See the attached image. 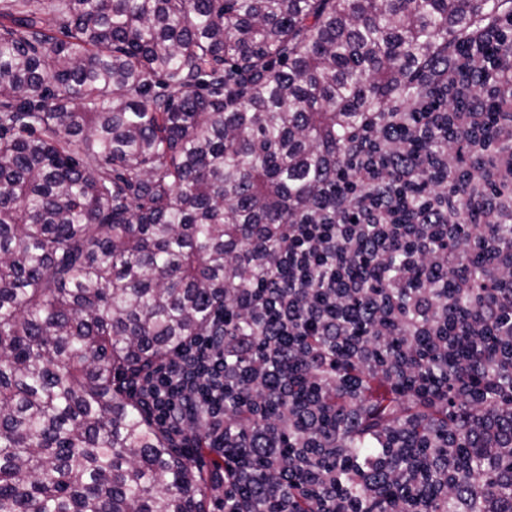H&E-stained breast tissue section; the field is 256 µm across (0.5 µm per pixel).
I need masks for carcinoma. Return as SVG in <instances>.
<instances>
[{"label":"carcinoma","instance_id":"obj_1","mask_svg":"<svg viewBox=\"0 0 512 512\" xmlns=\"http://www.w3.org/2000/svg\"><path fill=\"white\" fill-rule=\"evenodd\" d=\"M512 0H0V512H207V472L127 394L128 378L205 331L220 305L276 267L264 237L324 195L327 167L369 121L382 137L394 105L460 112L457 84L512 72ZM494 182L512 142L490 129L429 138ZM491 350L467 343L454 373L419 355L415 378L337 361L365 395L345 441L355 458L374 435L417 421L406 463L420 467L425 431L451 414L448 378L472 384L467 409L512 418V392L481 370ZM279 379L309 394L303 359ZM354 409L344 389L316 385ZM244 383L224 408L263 422ZM370 474L343 481L366 496ZM456 480L466 512L496 497L512 512V457L488 466L458 421ZM425 512H456L432 491Z\"/></svg>","mask_w":512,"mask_h":512}]
</instances>
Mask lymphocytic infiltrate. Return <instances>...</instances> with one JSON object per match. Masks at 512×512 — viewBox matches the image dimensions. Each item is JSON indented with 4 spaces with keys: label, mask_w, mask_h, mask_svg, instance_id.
Segmentation results:
<instances>
[{
    "label": "lymphocytic infiltrate",
    "mask_w": 512,
    "mask_h": 512,
    "mask_svg": "<svg viewBox=\"0 0 512 512\" xmlns=\"http://www.w3.org/2000/svg\"><path fill=\"white\" fill-rule=\"evenodd\" d=\"M468 106L470 117L449 114V127L485 128L484 114L493 106L512 112V85L482 87ZM371 135L365 129L343 144L356 171L336 170L329 185L336 204L326 207L324 218L287 225L285 250L264 242V249L278 250L280 264L255 278L241 297L259 321L230 341L232 319L216 311L205 333L129 385L154 423L189 454L204 449L220 457L225 445L238 448L241 464L223 475L224 512H234L245 491L262 512H288L282 485L259 481L249 464L253 458L299 478L319 512H361L339 485L356 478L362 466L375 470L367 492L372 501L383 500L395 482L412 499L428 485L422 471L400 461L393 432L385 437L382 455L360 465L349 462L344 434L360 422V412L337 414L334 434H322L320 407L311 399L295 401L283 384L263 395L267 404L282 408V416L254 433L228 429L224 393L237 389L241 378L229 363L252 356L257 337H265L272 351L256 372L262 380L285 356L303 348L323 381L334 377L328 368L333 348L340 356L408 374L411 351L431 354L441 364L463 335L490 347L489 371L512 376V331L496 325L500 313L512 309V286L487 278L488 270L512 267V250L501 246L492 226L479 221L482 211L494 208L500 223L512 224V197L477 191L476 208L459 216L452 187L461 170L447 155L409 154L388 181L382 176L383 156L364 150ZM419 167L431 172V184H419L414 176ZM472 252L479 264L468 262ZM308 336L326 337L328 348L306 347ZM392 341L403 353L390 359L384 349Z\"/></svg>",
    "instance_id": "lymphocytic-infiltrate-1"
}]
</instances>
